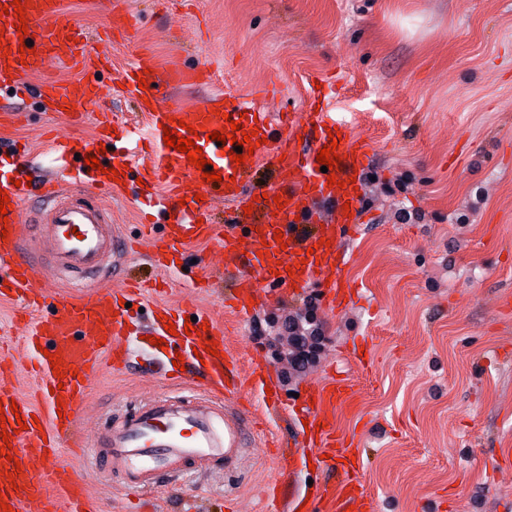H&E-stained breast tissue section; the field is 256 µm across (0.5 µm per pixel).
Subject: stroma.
<instances>
[{
	"label": "stroma",
	"mask_w": 512,
	"mask_h": 512,
	"mask_svg": "<svg viewBox=\"0 0 512 512\" xmlns=\"http://www.w3.org/2000/svg\"><path fill=\"white\" fill-rule=\"evenodd\" d=\"M90 39L102 36L108 0H61ZM138 19L135 42L160 66H220L228 84L275 88L271 115L303 112L318 81L319 108L371 145L362 172L358 231L341 242L351 301L326 311L309 287L256 309L243 321L224 308L230 282L206 241L186 245L183 268L162 275L148 249L118 255L110 272L75 279L57 272L48 250L34 257L39 284L60 295H88L125 280L166 279L161 300L210 310L241 370L259 363L283 407L258 391L243 403L262 425L233 466L216 459L160 475L152 492L108 474L104 452L71 463L103 512H264L267 482L303 498L326 470L288 469L265 444L292 437L291 408L307 390L336 380L353 385L327 416L360 454L359 479L377 512H512V0H126ZM112 63L99 71L89 119L72 125L49 112L43 79L80 78L65 50L27 76L24 117L7 136L28 141L31 164L53 166L43 130L94 143L93 114L130 124L144 116L119 86L128 59L120 33ZM226 83V84H227ZM138 184L83 198L106 208L123 239L140 235ZM215 274L214 288L188 282ZM315 313L324 342L301 369L288 363L285 323ZM189 391L135 370L95 378L77 425L95 439L141 404Z\"/></svg>",
	"instance_id": "35a3bbf8"
}]
</instances>
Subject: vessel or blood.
I'll list each match as a JSON object with an SVG mask.
<instances>
[{"mask_svg": "<svg viewBox=\"0 0 512 512\" xmlns=\"http://www.w3.org/2000/svg\"><path fill=\"white\" fill-rule=\"evenodd\" d=\"M0 6L9 10L0 17V45L9 49L8 56H0V87L12 89L16 98L28 94L26 76L42 70L44 52L58 43L72 41L70 59L85 71L99 67L108 57L82 29L62 20L59 0H32L25 17L29 33L38 37L41 49L20 56L15 17L10 13L13 0H0ZM214 76L208 65L191 70L174 66L160 72L150 56L136 52L123 68L122 80L126 93L140 104L145 125L116 126L106 118L98 122V141L111 147L108 167L123 178L129 171H137L142 179L137 205L168 218L164 236L152 242L154 265L176 269V260L187 243L207 240L220 248L222 264L234 276L228 302L238 316L248 315L251 306L269 303L283 290L313 283L321 289L323 307L335 310L348 285L340 243L355 231L352 216L362 210L363 192L354 188L352 180L363 171L370 144L353 138L347 127L325 112H307L300 118L292 113L282 115V128L293 133L305 131L310 140L307 148L299 150L290 142L273 140L271 124L260 105L266 96L262 90L217 93L195 108L164 106L156 96L158 88L175 89ZM142 79L147 89H139ZM40 94L51 111L70 108L78 120L81 107L94 103L100 91L81 78L45 81ZM172 119L185 122L177 136H184L185 126L198 129L194 142L204 159L210 160L212 172L221 174V181L203 179L186 153L165 145L163 127ZM236 120L243 131L258 132L266 139L241 165L230 159L234 144L220 145L209 138L210 132L229 129ZM333 132L341 136L335 149L341 161L333 167L339 183L331 187L316 157ZM27 155V148L15 145L7 156H0V165L9 166L12 172L11 180L0 179V189L6 191L12 205L7 213L8 239L0 241V271L7 273L6 282H0V299L19 301L27 310L24 342L35 381L30 393H21L16 378L6 370L14 357L0 349V407L5 410L12 444L9 456H0V498L14 512H99L96 499L77 471L62 462L61 445L70 434L73 415L92 378L107 362L116 370L126 368L146 335L165 339L182 353L186 366L202 375L206 395L192 406L166 398L152 400L120 426L98 436L96 445L108 453L112 473L147 488L160 473L169 471L171 464L185 459L204 461L220 455L225 464L234 463L243 450L242 426L253 418L244 407L227 410L224 401L239 397L244 386L263 388L261 369H253L249 379H242L237 360L224 343L223 327L201 309L195 315L205 330L189 336L182 332L183 315L175 314L173 306L159 303L150 315L134 316L120 305L124 292L119 288L48 305L46 292L34 285L36 267L24 246L23 215L32 199L42 204L33 219L35 227L54 262L72 273H100L105 257L123 249L124 242L110 234L102 208L64 194L56 176L31 181ZM261 161L273 166L275 180L263 202L264 216L254 222L244 213L249 200L243 196L239 180ZM191 179L199 184L200 200L186 196L185 184ZM218 197L236 203L239 209L231 229L206 221ZM279 197L284 206L276 205ZM169 319L179 328V335H170L165 329ZM210 342L215 345L211 353L205 350ZM52 353L63 360L62 377L53 374L48 359ZM350 391V386L330 382L307 394L302 413L314 428L307 441L320 453L333 457L340 453L333 426L321 424L322 413L325 407L343 402ZM11 456L19 459V466L8 464ZM358 484L356 472L345 470L336 483L319 487L316 493L348 504L352 498L347 490Z\"/></svg>", "mask_w": 512, "mask_h": 512, "instance_id": "obj_1", "label": "vessel or blood"}]
</instances>
